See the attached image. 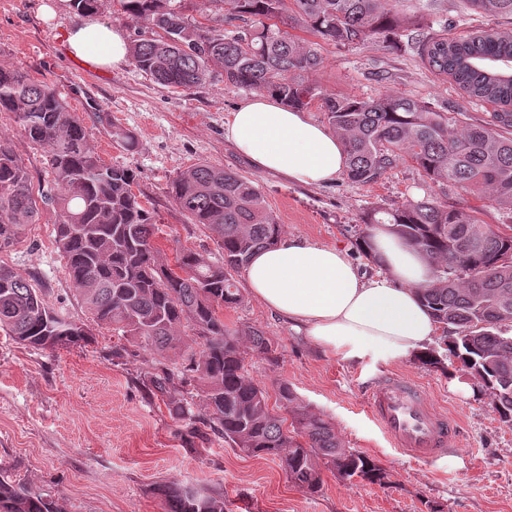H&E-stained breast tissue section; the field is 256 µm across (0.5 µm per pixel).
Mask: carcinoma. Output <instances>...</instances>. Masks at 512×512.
<instances>
[{
  "label": "carcinoma",
  "mask_w": 512,
  "mask_h": 512,
  "mask_svg": "<svg viewBox=\"0 0 512 512\" xmlns=\"http://www.w3.org/2000/svg\"><path fill=\"white\" fill-rule=\"evenodd\" d=\"M475 10L512 17V0H468ZM243 22L228 33L189 19L179 0H124V11L154 37L129 45L132 63L160 85L189 90L217 77L239 89L275 92L286 104L312 102L341 138L347 175L379 181L410 161L434 183L453 182L489 193L512 212V31L490 28L419 49L429 67L476 101L498 105L485 124H460L447 112L393 92L358 97L326 92L312 79L323 65L320 43L346 47L368 38L398 43L414 26L403 0H202ZM298 29L308 40L293 35ZM13 114L24 134L46 152L54 193L34 192L27 168L0 140V251L13 245L43 208L56 214L55 242L91 321L112 326L157 354L141 376L149 399L166 402L186 435L211 431L253 455L279 461L289 480L316 493L321 466L339 478L387 485L369 457L343 446L335 425L303 404L283 383L278 396L291 417L274 414L265 391L246 369L252 353L270 362L271 339L251 327L231 328L220 310L243 302L234 273L283 233L256 180L199 163L169 184V194L193 224L215 234L218 257L182 248L166 267L159 231L132 186L133 170L105 164L83 121L47 84L23 69L0 66V113ZM123 149L136 137L116 127ZM365 223L388 224L434 265L422 298L436 321L452 327L445 351L480 380L500 421L512 425V236L492 233L478 218L435 198L375 207ZM0 329L34 348H69L87 341L88 325L61 321L42 290L0 265ZM166 512H224V494L171 483L160 488ZM0 512H54L31 488L0 480Z\"/></svg>",
  "instance_id": "obj_1"
}]
</instances>
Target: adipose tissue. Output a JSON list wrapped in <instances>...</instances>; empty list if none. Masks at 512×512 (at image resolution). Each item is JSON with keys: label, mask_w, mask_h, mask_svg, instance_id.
<instances>
[{"label": "adipose tissue", "mask_w": 512, "mask_h": 512, "mask_svg": "<svg viewBox=\"0 0 512 512\" xmlns=\"http://www.w3.org/2000/svg\"><path fill=\"white\" fill-rule=\"evenodd\" d=\"M66 47L100 69L118 68L129 56L122 29L92 16L68 30ZM224 136L257 171L295 183L322 186L346 167L343 142L332 129L269 93L239 105ZM369 244L379 267L373 276L362 273L342 247L281 236L251 258L245 286L316 346L343 358L401 360L427 351L439 328L420 293L432 282L433 268L388 225L373 227Z\"/></svg>", "instance_id": "1"}]
</instances>
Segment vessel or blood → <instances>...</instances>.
<instances>
[{"instance_id":"1","label":"vessel or blood","mask_w":512,"mask_h":512,"mask_svg":"<svg viewBox=\"0 0 512 512\" xmlns=\"http://www.w3.org/2000/svg\"><path fill=\"white\" fill-rule=\"evenodd\" d=\"M366 412L398 453L430 464L451 452L457 434L454 422L421 386L400 375L390 374L372 383Z\"/></svg>"}]
</instances>
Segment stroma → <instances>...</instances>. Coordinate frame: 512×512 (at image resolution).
<instances>
[{
	"label": "stroma",
	"instance_id": "stroma-1",
	"mask_svg": "<svg viewBox=\"0 0 512 512\" xmlns=\"http://www.w3.org/2000/svg\"><path fill=\"white\" fill-rule=\"evenodd\" d=\"M423 15L422 35L452 38L512 20L485 16L464 0H408ZM81 16L71 0H0V62L27 70L55 88L70 111L84 120L91 144L105 164L135 171L133 191L161 227L156 243L165 259L180 247L212 256L214 235L191 223L168 193L170 179L207 162L256 177L266 205L287 234L348 249L367 274L376 265L360 251L365 210L435 197L475 212L500 235L512 234V213L491 199L445 183L435 184L414 165L399 163L372 184L340 175L323 186L255 173L224 137L231 112L249 99L223 79L190 90L156 83L133 63L98 70L65 49L68 28ZM320 84L339 94L363 97L393 91L461 113L481 124L493 104L471 100L447 77L429 68L415 40L398 47L369 39L353 47L323 44ZM131 131L138 146L122 149L113 127ZM8 138L32 184L47 187L43 148L28 141L13 114H0ZM55 214L44 209L15 244L0 251L12 267L41 288L50 305L78 323L89 315L55 244ZM229 327L253 326L272 339L276 362L247 357L252 380L275 395L288 384L299 398L334 423L346 447L367 455L387 472L385 486L342 481L323 469L322 487L311 494L291 483L278 460L234 448L223 438L186 437L162 401L148 400L138 383L151 365L152 350L108 326H92L81 346L35 349L0 331V475L47 495L58 512H165L160 486L180 483L224 492V512H512V427L492 412L487 396L450 389L455 367L437 370L418 360L386 361L374 355L349 360L325 352L293 331L286 320L252 297L225 309ZM130 349L112 360L113 346ZM403 373L425 387L459 421L458 448L435 464L388 448L365 411L377 377Z\"/></svg>",
	"mask_w": 512,
	"mask_h": 512
}]
</instances>
